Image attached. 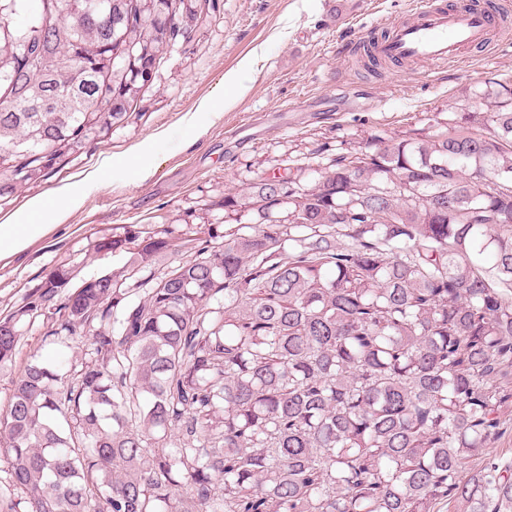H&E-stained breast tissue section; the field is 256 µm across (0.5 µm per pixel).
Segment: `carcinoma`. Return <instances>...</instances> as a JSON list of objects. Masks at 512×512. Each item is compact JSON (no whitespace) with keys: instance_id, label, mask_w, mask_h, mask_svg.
I'll list each match as a JSON object with an SVG mask.
<instances>
[{"instance_id":"obj_1","label":"carcinoma","mask_w":512,"mask_h":512,"mask_svg":"<svg viewBox=\"0 0 512 512\" xmlns=\"http://www.w3.org/2000/svg\"><path fill=\"white\" fill-rule=\"evenodd\" d=\"M192 0H0V197L126 122ZM224 194L248 224L149 287L160 232L99 239L0 320L89 344L33 359L0 411V512H512V108ZM478 469L463 475L466 464Z\"/></svg>"}]
</instances>
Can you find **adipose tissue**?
I'll return each mask as SVG.
<instances>
[{"label": "adipose tissue", "instance_id": "1", "mask_svg": "<svg viewBox=\"0 0 512 512\" xmlns=\"http://www.w3.org/2000/svg\"><path fill=\"white\" fill-rule=\"evenodd\" d=\"M104 171L86 175L64 189L29 199L23 208L0 220V258L26 250L44 230L47 217L78 207L83 198L104 183Z\"/></svg>", "mask_w": 512, "mask_h": 512}]
</instances>
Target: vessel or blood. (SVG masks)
Returning a JSON list of instances; mask_svg holds the SVG:
<instances>
[{
    "label": "vessel or blood",
    "mask_w": 512,
    "mask_h": 512,
    "mask_svg": "<svg viewBox=\"0 0 512 512\" xmlns=\"http://www.w3.org/2000/svg\"><path fill=\"white\" fill-rule=\"evenodd\" d=\"M495 29L502 39L512 38L498 0H471L464 7L428 0L416 8L413 20L394 23L387 39L378 42L374 51L383 57L453 66L461 61V49L488 48Z\"/></svg>",
    "instance_id": "b4317fda"
}]
</instances>
